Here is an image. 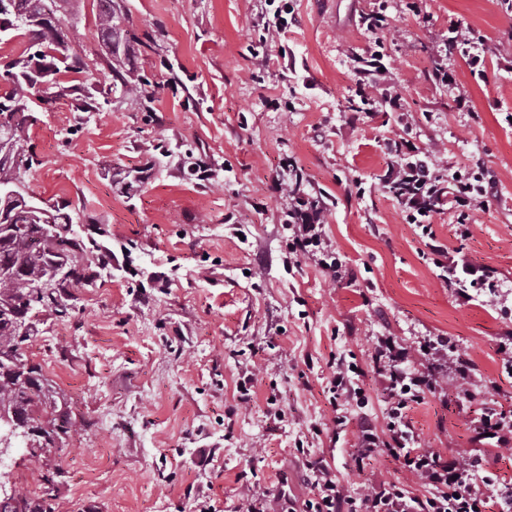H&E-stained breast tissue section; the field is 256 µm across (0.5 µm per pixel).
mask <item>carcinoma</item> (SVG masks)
I'll use <instances>...</instances> for the list:
<instances>
[{"label": "carcinoma", "instance_id": "cac0c4a2", "mask_svg": "<svg viewBox=\"0 0 512 512\" xmlns=\"http://www.w3.org/2000/svg\"><path fill=\"white\" fill-rule=\"evenodd\" d=\"M46 0H0L1 15L23 16L37 10V6ZM98 12L96 26L104 46L115 41L120 23L126 17L119 16L112 0H97ZM31 42L30 48L38 47L43 53L65 52V58L74 60L77 55L69 53L68 36L62 24H48L40 28L22 25ZM7 89L0 92V102L13 105L11 111L4 113V120L17 156L10 157L9 162L0 160V179L20 181L19 169L25 164L32 167V157L25 154L29 139V130L34 124L29 103L37 86L32 79H8ZM54 232L45 234L46 225L34 222L28 213L19 210L13 213L12 232L0 234V353L13 352L23 363V372L30 376L44 377L42 366L31 361L26 353L27 344L36 335V329L30 328L29 335L20 336L11 325L12 315L22 301L35 302L43 307L53 304L51 295L37 288V284L46 275L45 255L56 252L57 256L74 262L68 275L62 281L60 293L69 297L70 289L92 280L97 269L105 265L104 255L96 260L84 258L85 246L71 233L70 216L60 212L55 215ZM9 370L0 365V413L24 415L34 419V414L43 410L40 390L36 387L26 388L17 383L18 376L7 364ZM41 495L31 498L23 494L15 495V503L0 504V512H51L50 500L54 497L55 477L40 469Z\"/></svg>", "mask_w": 512, "mask_h": 512}]
</instances>
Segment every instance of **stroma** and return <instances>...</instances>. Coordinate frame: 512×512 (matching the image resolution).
I'll return each instance as SVG.
<instances>
[{
  "instance_id": "1",
  "label": "stroma",
  "mask_w": 512,
  "mask_h": 512,
  "mask_svg": "<svg viewBox=\"0 0 512 512\" xmlns=\"http://www.w3.org/2000/svg\"><path fill=\"white\" fill-rule=\"evenodd\" d=\"M370 3L292 0L286 31L266 33V0H114L127 21L109 61L96 0L63 13L87 68L55 74L63 94L37 110L39 163L20 176L110 259L75 289L72 317L38 315L28 349L73 422L54 512H194L201 499L235 512L247 491L284 512L313 498L307 464L319 458L354 498L379 481L418 490L385 451L358 454L361 419L387 415L369 366L379 336L449 337L482 390L512 400L498 352L512 295L465 303L443 287L420 229L383 187L391 139L433 151L443 169L479 161L496 194L469 237L448 212L433 229L512 286V17L500 0H387L393 31L380 40L355 22ZM453 22L484 38L485 74L456 55L447 86L432 72ZM376 47L387 72L366 90L373 111L356 114L352 58ZM118 77L142 84L149 109L127 103ZM388 89L402 93L400 110L384 106ZM460 94L471 111L457 110ZM88 98L94 111H79ZM291 157L352 281L331 283L288 250L278 183ZM335 357L361 368L366 395L341 425L327 389ZM478 409L430 396L409 417L423 447L455 456L473 447ZM0 472L39 495L26 453L5 455Z\"/></svg>"
}]
</instances>
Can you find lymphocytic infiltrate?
Listing matches in <instances>:
<instances>
[{
	"label": "lymphocytic infiltrate",
	"mask_w": 512,
	"mask_h": 512,
	"mask_svg": "<svg viewBox=\"0 0 512 512\" xmlns=\"http://www.w3.org/2000/svg\"><path fill=\"white\" fill-rule=\"evenodd\" d=\"M390 153L384 186L407 223L421 225L423 233H430L433 217L444 211L454 212L459 223L467 224L488 206L491 184L480 175L442 174L429 152L406 140L392 142ZM279 189L288 199L284 222L291 253L316 259L333 280H341V265L327 244L323 207L305 200L290 182H281ZM438 268L441 283L460 298L470 299L472 292L480 291L499 300L501 283L493 267L462 257L439 263ZM371 368L388 411L384 426L369 421L362 425L360 454L367 457L375 449H384L416 478L423 492L418 495L402 483L384 482L355 500L341 492L327 465L315 460L308 467L316 494L305 501L302 512H512V480L497 483L481 477L480 455L450 459L438 449L422 447L408 417L430 395L444 398L452 392L458 399L473 401L477 391L472 360L445 336H428L409 346L381 336L371 355ZM471 430L473 442L511 447L512 404H484Z\"/></svg>",
	"instance_id": "lymphocytic-infiltrate-1"
}]
</instances>
